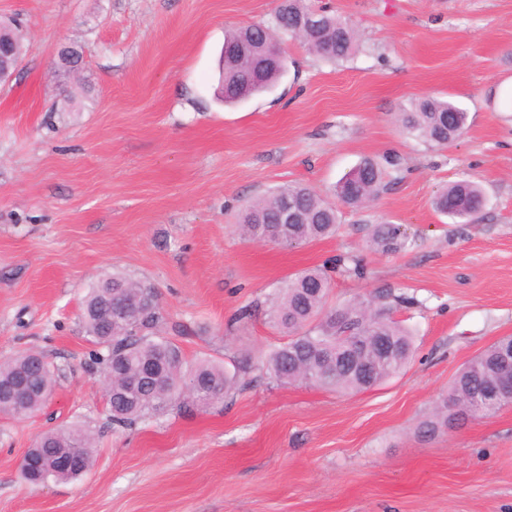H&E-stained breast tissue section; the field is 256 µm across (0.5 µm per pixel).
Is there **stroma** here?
<instances>
[{
  "mask_svg": "<svg viewBox=\"0 0 512 512\" xmlns=\"http://www.w3.org/2000/svg\"><path fill=\"white\" fill-rule=\"evenodd\" d=\"M356 28L329 63L279 38L286 71L267 92L218 103L229 28L273 26L278 0H0L28 47L0 83V360L40 353L51 398L0 414V512H512V405L426 436L457 371L512 336V0H312ZM82 60L55 75L62 46ZM455 100L467 133L440 150L394 115ZM399 156L402 180L371 208L342 207L334 237L295 248L242 239L243 209L303 182L321 194L363 156ZM472 179L486 206L456 224L432 200ZM410 247L373 252L371 225ZM330 306L389 288L416 350L358 393L282 385L266 358L284 336L241 311L340 254ZM116 272L155 286L164 337L187 365L248 366L223 403L113 426L81 321L88 286ZM95 439L74 482L23 483L22 458L58 426Z\"/></svg>",
  "mask_w": 512,
  "mask_h": 512,
  "instance_id": "obj_1",
  "label": "stroma"
}]
</instances>
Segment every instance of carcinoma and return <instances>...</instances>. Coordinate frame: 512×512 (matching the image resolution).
<instances>
[{
	"label": "carcinoma",
	"instance_id": "obj_1",
	"mask_svg": "<svg viewBox=\"0 0 512 512\" xmlns=\"http://www.w3.org/2000/svg\"><path fill=\"white\" fill-rule=\"evenodd\" d=\"M275 26L288 27V33L300 39L310 52L330 61L349 58L359 47L356 30L339 16L315 9L309 0H285L275 13ZM269 28L250 25L230 30L227 40L265 45ZM284 59L246 53L224 66L220 76L217 99L236 103L271 89L282 77ZM402 133L432 147L445 148L462 137L469 128V113L455 102L438 96L410 100L409 106L397 113ZM398 157L380 162L364 157L334 187L337 203L323 198L304 184H288L270 195L251 203L239 216L238 231L248 240L271 242L295 248L336 233L339 223L337 204L363 209L401 177ZM295 203L303 214V222L291 224L282 235L278 217L282 206ZM486 198L480 184L459 179L442 187L434 197L437 211L456 224H470L485 207ZM370 244L378 252L394 254L408 247V237L398 224H377L372 227ZM336 269L357 277L365 275V266L356 255L336 258ZM331 282L320 268L308 269L288 279L275 289L265 310L268 323L288 337L268 353L267 368L281 384L305 382L320 389L357 393L392 377L409 361L414 352L412 333L394 318L397 307L411 299L382 289L370 299L328 308ZM137 311L132 319L118 318L112 327L103 329L99 311L107 297ZM156 296L153 288L124 276L112 275L92 284L83 301L82 321L87 336L100 347L93 354L108 390L112 391V423L130 426L145 411L164 406L176 408L189 405L209 406L224 401L237 386V374L222 365L200 362L185 367L182 352L172 340L159 336L165 317L159 302L147 304ZM357 339L359 363L368 367V376L345 366L339 359L348 337ZM392 347L388 356L378 352V341ZM512 346L502 339L467 363L454 378L443 406L442 419L426 423L434 432L448 426V412L454 419L487 417L499 407L482 400L483 391L504 380H512V360L500 357V350ZM43 356L24 353L0 362V386H9L24 377L32 385L52 390V371H42ZM154 366L161 370L160 383L134 385L131 377L137 369ZM44 394L35 392L28 398L23 413L16 412L8 392H0V413L25 417L41 409ZM77 451L82 470L46 475L22 462L20 475L32 486L48 481H75L94 464L92 435L79 428H62L44 433L33 454H66Z\"/></svg>",
	"mask_w": 512,
	"mask_h": 512
}]
</instances>
